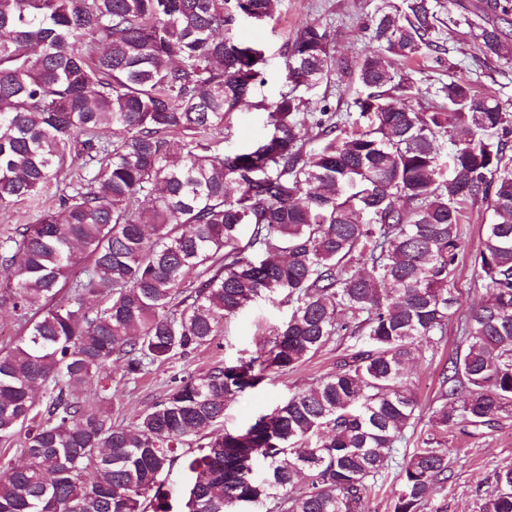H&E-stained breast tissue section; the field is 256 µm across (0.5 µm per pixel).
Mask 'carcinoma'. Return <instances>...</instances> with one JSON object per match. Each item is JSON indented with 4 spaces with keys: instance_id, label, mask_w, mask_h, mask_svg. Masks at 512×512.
Segmentation results:
<instances>
[{
    "instance_id": "cac0c4a2",
    "label": "carcinoma",
    "mask_w": 512,
    "mask_h": 512,
    "mask_svg": "<svg viewBox=\"0 0 512 512\" xmlns=\"http://www.w3.org/2000/svg\"><path fill=\"white\" fill-rule=\"evenodd\" d=\"M278 5L0 0V208L36 209L0 240V268L14 276L0 306L28 324L0 352V443L24 433L25 457L0 478V512H243L262 498L272 512H362L368 481L417 420L409 363L459 310L461 224L479 200L492 211L474 257L488 295L460 326L393 512H421L448 480L437 434L512 412V112L452 77L446 103L407 105L415 85L401 62L439 47L429 0H387L369 25L379 49L341 68L365 91V126L309 112L297 93L336 73L315 25L287 48L288 90L254 104L265 59L236 17L263 20ZM510 16L512 0H486L464 18L485 58L512 60L500 26ZM252 104L267 111L266 134L224 151L219 135ZM450 131L461 137L446 149ZM75 160L84 175L43 206L41 191ZM262 294L291 305L263 351L181 379L135 425L74 398L113 355L132 375L188 355ZM335 338L351 344L316 387L184 449L237 394ZM496 487L483 512H512L511 466Z\"/></svg>"
}]
</instances>
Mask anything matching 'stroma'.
Returning a JSON list of instances; mask_svg holds the SVG:
<instances>
[{
  "label": "stroma",
  "mask_w": 512,
  "mask_h": 512,
  "mask_svg": "<svg viewBox=\"0 0 512 512\" xmlns=\"http://www.w3.org/2000/svg\"><path fill=\"white\" fill-rule=\"evenodd\" d=\"M383 0H281L274 18L258 21L238 17L239 37L258 45L266 58L265 85L255 87L251 104L234 113L230 134L224 147L235 150L250 145L267 131L266 114L254 109V102H273L285 89L286 44L306 25L314 24L326 31L337 62L355 61L375 50L368 24ZM441 20L438 42L440 51L405 63L404 69L419 90L414 107L435 101L441 82L454 76L477 82L496 92L512 111V60L481 61L472 32L464 25H447L450 16L475 11L481 0H431ZM362 89L342 80L304 91L309 111L329 106L331 111L357 120L355 99ZM491 216L485 203L469 212L464 227V258L457 271L455 286L460 296V314L486 296L484 280L473 267V256L480 246L483 226ZM287 303L264 296L255 298L234 319L225 323L209 343L188 357H176L150 366L138 375L128 374L124 358L113 357L102 375L78 388L74 396L83 403L108 402L113 421L132 425L141 415L161 401L176 381L206 373L211 368L247 357L269 339L287 319ZM458 319L450 317L448 330L435 354H423L412 364L413 382L420 406L415 426L407 428L405 439L393 453L389 468L377 475L364 498V512H393L394 493L398 487V465L418 446L427 430L430 409L439 390V375L449 356L459 344ZM347 346L346 341L332 342L295 370L268 376L257 387L239 393L224 412L223 427L239 430L248 427L263 414L282 404L295 390L314 387L319 379L335 371L336 363ZM448 450V480L437 486L422 512H481L482 505L495 489V474L512 466V414L504 413L490 425L475 429L453 427L442 435Z\"/></svg>",
  "instance_id": "stroma-1"
}]
</instances>
